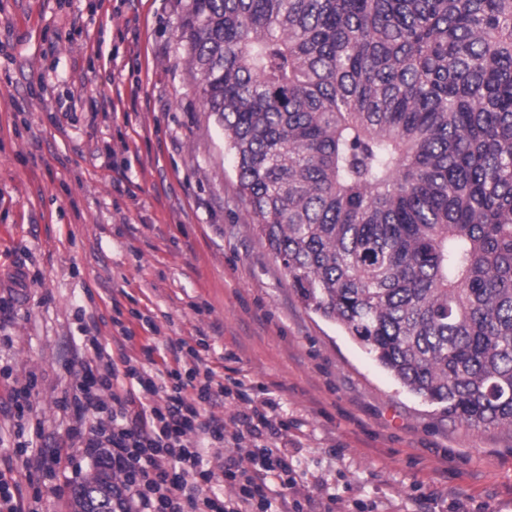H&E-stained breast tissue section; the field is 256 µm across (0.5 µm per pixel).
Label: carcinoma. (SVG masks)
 Returning <instances> with one entry per match:
<instances>
[{
  "label": "carcinoma",
  "instance_id": "obj_1",
  "mask_svg": "<svg viewBox=\"0 0 512 512\" xmlns=\"http://www.w3.org/2000/svg\"><path fill=\"white\" fill-rule=\"evenodd\" d=\"M182 38L301 301L448 418L511 428L512 0H191Z\"/></svg>",
  "mask_w": 512,
  "mask_h": 512
}]
</instances>
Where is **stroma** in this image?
Masks as SVG:
<instances>
[{"label":"stroma","mask_w":512,"mask_h":512,"mask_svg":"<svg viewBox=\"0 0 512 512\" xmlns=\"http://www.w3.org/2000/svg\"><path fill=\"white\" fill-rule=\"evenodd\" d=\"M189 3L0 0V480L14 506L72 512L97 465L62 406L86 337L153 373L168 340L202 335L217 378L273 393L290 474L331 512H512V429L466 428L401 387L301 302L250 224L185 63ZM46 447L62 450L55 472L26 466Z\"/></svg>","instance_id":"1"}]
</instances>
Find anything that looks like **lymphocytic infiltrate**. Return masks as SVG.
I'll return each instance as SVG.
<instances>
[{
    "label": "lymphocytic infiltrate",
    "instance_id": "f902f5d3",
    "mask_svg": "<svg viewBox=\"0 0 512 512\" xmlns=\"http://www.w3.org/2000/svg\"><path fill=\"white\" fill-rule=\"evenodd\" d=\"M88 346L93 355L82 363L72 402L98 419L88 430L74 425L71 436L86 453L107 449L103 462L117 478L115 512H318L309 493L276 506L267 497L270 479L295 486L279 446L288 426L277 419L275 400L251 401L228 422L206 415L226 390L203 357L205 340L170 341L174 363L156 375L129 357L112 359L97 337ZM216 443L234 444L239 453L213 470L203 453ZM219 482L231 484L234 495L213 492Z\"/></svg>",
    "mask_w": 512,
    "mask_h": 512
}]
</instances>
